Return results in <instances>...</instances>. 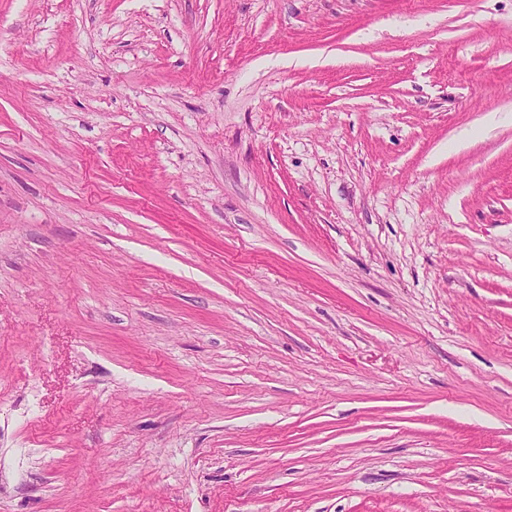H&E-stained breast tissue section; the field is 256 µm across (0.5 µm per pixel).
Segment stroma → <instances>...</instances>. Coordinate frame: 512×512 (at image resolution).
<instances>
[{
    "mask_svg": "<svg viewBox=\"0 0 512 512\" xmlns=\"http://www.w3.org/2000/svg\"><path fill=\"white\" fill-rule=\"evenodd\" d=\"M0 512H512V0H0Z\"/></svg>",
    "mask_w": 512,
    "mask_h": 512,
    "instance_id": "35a3bbf8",
    "label": "stroma"
}]
</instances>
